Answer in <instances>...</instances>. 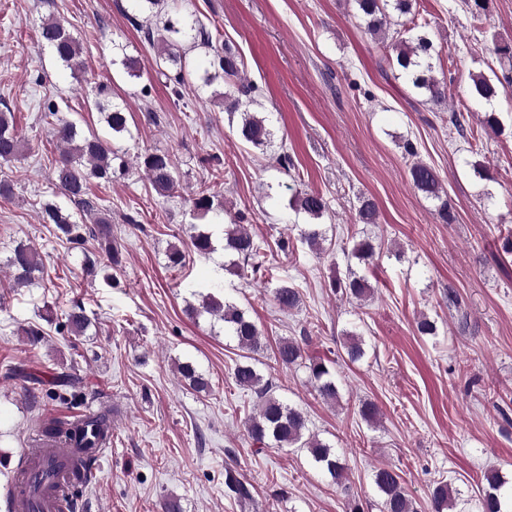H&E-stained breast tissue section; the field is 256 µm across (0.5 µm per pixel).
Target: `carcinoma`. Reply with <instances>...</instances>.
Listing matches in <instances>:
<instances>
[{
  "label": "carcinoma",
  "mask_w": 512,
  "mask_h": 512,
  "mask_svg": "<svg viewBox=\"0 0 512 512\" xmlns=\"http://www.w3.org/2000/svg\"><path fill=\"white\" fill-rule=\"evenodd\" d=\"M366 31L379 38L393 53L392 64L411 81L414 88L427 96V101L443 111L448 102V84L438 79L433 72L431 60L435 51L431 38L423 31L424 24L409 19L417 29L414 36L406 39L400 31L387 29L386 7L390 6L401 16L412 14V0H354ZM39 40L49 46L66 67L73 71L81 69L82 47L80 42L59 22L45 20L38 30ZM185 32L179 20L168 18L162 28L148 26L144 30L145 40L157 49L158 72L168 81L175 97H182L181 87L184 82L185 55L177 49L180 37ZM213 64L217 65L227 81H238L239 67L235 54L228 47L216 52ZM512 83V76L504 75L501 79H492L483 74L472 77L471 94L479 99L490 101L498 95V83ZM255 88L238 85V93L246 101L238 100L234 109L245 107L236 134L247 146L266 151L273 143V133L265 119L247 110L252 103ZM58 106L50 98L42 105L44 119L50 125V133L57 143L58 155L54 160L53 185L73 205L80 220L73 219V213L61 208L54 201L42 204V217L46 224H54L59 238L73 249H84L89 239L95 242L93 252L84 253L87 273L94 276L105 271V279L112 281L110 270L122 267L121 254L116 241L112 240V217L106 213L98 198L89 193V183L93 179L112 181L116 173L128 170L125 155L112 148L111 142L96 134L89 136L78 132L75 123L57 118ZM105 123L114 137H121L129 132L126 113L118 107H112L105 113ZM24 141L21 138L14 116L9 112H0V162L8 164L23 155ZM139 164L144 168L153 188L161 195H167L175 189L174 166L171 156L161 151H146L138 156ZM412 186L426 198L439 202L438 213L443 220L450 217L448 200L444 199L440 176L437 170L422 162L415 161L409 168ZM191 207L199 219L215 212L214 199L205 190L198 192L191 199ZM293 207L296 211L313 219L310 224L300 229V240L313 250L322 249L325 241L321 225L314 220L323 217L328 205L323 195L312 191H300L295 195ZM378 211L373 200L366 197L358 199L356 221L361 224H375ZM224 267L233 274L245 275L249 271L258 273L265 267L268 254L259 243L254 241L248 228L243 224H229L224 228ZM191 247L201 255L215 251L212 233L199 230L190 236ZM377 246L370 238H364L354 244L350 256L360 262L371 259L376 254ZM105 264H100V259ZM16 286L33 285L39 280L42 263L36 248L18 243L9 250L3 262ZM334 292L347 298L364 300L371 294L368 280L353 272L344 279L331 281ZM274 303L282 310L297 308L301 302L299 291L288 285H279L272 289ZM191 315L207 313L224 322V333L233 337L239 350L241 360L235 363L232 378L243 390L254 395V412L247 415L245 423L251 439L257 443H268L274 448H299L307 451L315 468L329 475L333 482L339 483L345 474V462L336 448L329 442L309 433L308 420L302 409L286 404L274 395L276 389L272 379L264 377L259 365L260 357L266 349L256 323L236 304L221 300L214 295H207L202 306L189 308ZM89 327V320L84 308L77 304L69 314L66 333L79 336ZM274 361L282 368L302 366L306 369L308 380L319 397L326 402H336L340 397L336 384V361L320 356H309L303 343L283 338L278 341L273 352ZM178 371L189 386L198 392L208 390L210 382L205 375L190 362L178 365ZM111 428L109 415L96 413L79 416L73 420L44 417L32 428L29 441L41 438H65L77 448H97L106 441L107 431ZM373 483L381 497L382 512H417L414 502L408 494L401 476L390 466H380L373 471ZM507 481L497 471L484 474V486L480 494L481 512H512V493L504 494ZM253 485L244 481L234 469H224L225 492L240 500L252 499ZM458 501V490L446 481L435 483L430 498L429 512H453Z\"/></svg>",
  "instance_id": "1"
}]
</instances>
